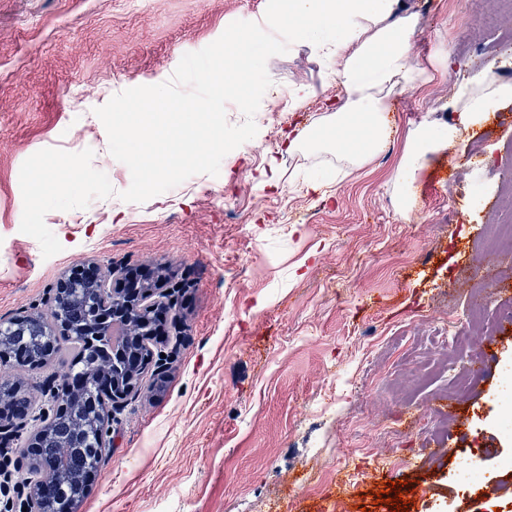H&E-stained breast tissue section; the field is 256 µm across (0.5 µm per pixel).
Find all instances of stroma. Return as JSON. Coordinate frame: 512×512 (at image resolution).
Wrapping results in <instances>:
<instances>
[{"label": "stroma", "instance_id": "1", "mask_svg": "<svg viewBox=\"0 0 512 512\" xmlns=\"http://www.w3.org/2000/svg\"><path fill=\"white\" fill-rule=\"evenodd\" d=\"M473 2L464 14L458 0H401L426 79L391 97L405 115H386L363 166L289 150L345 99L297 42L267 62L256 137L218 175L135 204L119 197L131 173L95 108L167 81L185 53L275 0H0V320L47 315L84 261L160 283L177 304L178 334L113 409L109 457L77 512H390L371 497L384 471L409 512L497 508L512 460V407L497 401L512 368V321L498 316L512 307V243L480 245L512 219V102L394 185L416 127L447 122L456 81L512 56V7ZM296 85L314 90L297 108ZM44 148L93 149L115 190L47 213L63 246L48 259L20 231V168ZM442 169L446 185L423 194ZM456 335L486 366L462 398ZM26 446L0 438V512H22ZM489 447L487 494L461 501L459 454Z\"/></svg>", "mask_w": 512, "mask_h": 512}]
</instances>
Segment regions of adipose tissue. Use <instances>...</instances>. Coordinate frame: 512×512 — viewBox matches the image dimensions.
<instances>
[{
    "label": "adipose tissue",
    "instance_id": "1",
    "mask_svg": "<svg viewBox=\"0 0 512 512\" xmlns=\"http://www.w3.org/2000/svg\"><path fill=\"white\" fill-rule=\"evenodd\" d=\"M281 13L264 18L265 28L287 24L289 42L308 44L345 90V102L314 133H299L290 148L331 149L359 167L378 153L384 139L383 114L392 95L417 86L425 70L410 56L407 36L416 26L412 15H399L400 0H280ZM512 101V83L492 71L458 82L448 103L458 120L441 128L418 125L406 147L402 169L414 174L433 155L461 142L462 129L479 126L489 112Z\"/></svg>",
    "mask_w": 512,
    "mask_h": 512
}]
</instances>
